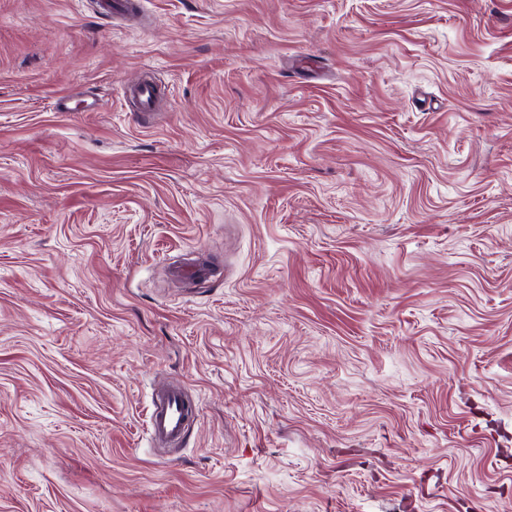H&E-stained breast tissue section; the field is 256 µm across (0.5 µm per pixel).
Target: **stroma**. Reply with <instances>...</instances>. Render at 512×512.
Here are the masks:
<instances>
[{
    "instance_id": "obj_1",
    "label": "stroma",
    "mask_w": 512,
    "mask_h": 512,
    "mask_svg": "<svg viewBox=\"0 0 512 512\" xmlns=\"http://www.w3.org/2000/svg\"><path fill=\"white\" fill-rule=\"evenodd\" d=\"M98 2L0 0V512L512 507V0ZM197 416L198 407L187 400L180 388L164 386L151 402L149 435L158 444L177 445L182 442L189 422Z\"/></svg>"
}]
</instances>
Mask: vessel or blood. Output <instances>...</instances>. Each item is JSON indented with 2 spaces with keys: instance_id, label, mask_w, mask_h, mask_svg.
<instances>
[{
  "instance_id": "1",
  "label": "vessel or blood",
  "mask_w": 512,
  "mask_h": 512,
  "mask_svg": "<svg viewBox=\"0 0 512 512\" xmlns=\"http://www.w3.org/2000/svg\"><path fill=\"white\" fill-rule=\"evenodd\" d=\"M198 409L189 402L184 392L175 386L160 388L150 409L149 435L161 445L181 443L191 420L196 419Z\"/></svg>"
}]
</instances>
